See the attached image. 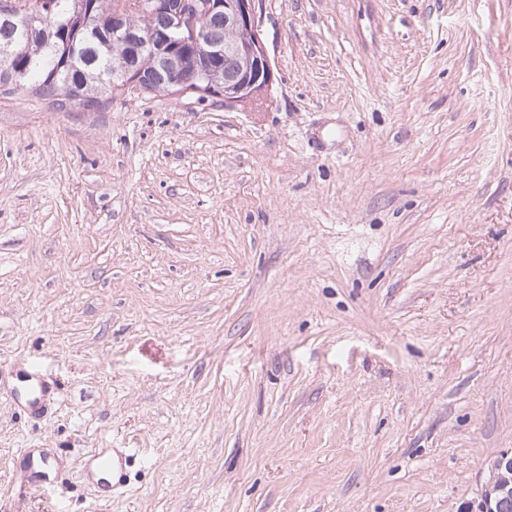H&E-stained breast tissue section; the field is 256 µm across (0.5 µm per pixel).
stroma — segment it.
Here are the masks:
<instances>
[{
    "mask_svg": "<svg viewBox=\"0 0 512 512\" xmlns=\"http://www.w3.org/2000/svg\"><path fill=\"white\" fill-rule=\"evenodd\" d=\"M258 15L247 106L0 93V512H459L512 450V0ZM28 382L29 390L24 394V399H19L16 395L13 396V399L22 401L31 416H39L45 411L47 401L50 400H47L51 389L50 378L42 371L36 370L34 375L28 378Z\"/></svg>",
    "mask_w": 512,
    "mask_h": 512,
    "instance_id": "35a3bbf8",
    "label": "stroma"
}]
</instances>
